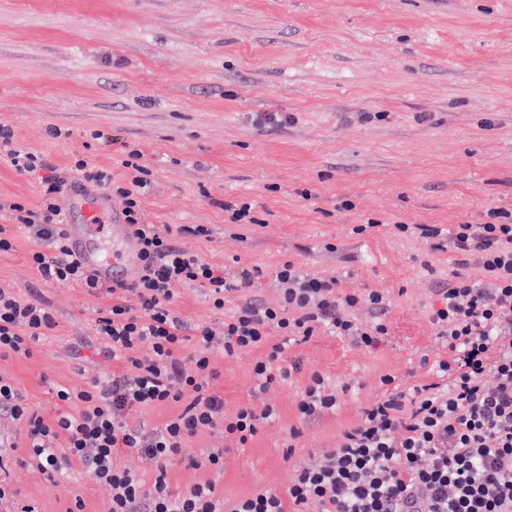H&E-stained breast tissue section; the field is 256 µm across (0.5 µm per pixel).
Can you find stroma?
<instances>
[{"label":"stroma","mask_w":512,"mask_h":512,"mask_svg":"<svg viewBox=\"0 0 512 512\" xmlns=\"http://www.w3.org/2000/svg\"><path fill=\"white\" fill-rule=\"evenodd\" d=\"M262 112L295 121L260 127L252 117ZM0 126L60 170L81 156L118 181L123 150L139 149L153 173L142 222L209 225L210 240L181 245L215 265L267 270L263 301L275 302L269 272L287 260L338 278L344 291L389 296L376 346L313 337L286 353L301 365L293 382L265 394L252 373L260 351L214 353L212 389L226 414L277 412L246 447L226 450L217 488L229 504L261 488L283 493L296 468L320 463L359 421L382 376L422 384L448 355L428 313L450 255L392 225L450 229L512 209V0H0ZM0 200L37 205V178L0 159ZM241 201L263 226L225 225V203ZM370 218L380 227L351 235ZM33 247L21 233L0 254V286L47 305L56 327L31 357L0 359V374L49 419L57 387L122 366L96 337L110 296L44 282L29 263ZM237 304L229 297L218 314L200 288L182 287L175 309L188 326L217 329ZM315 372L340 405L305 420L298 403ZM0 438L13 444L14 488L40 512L77 501L81 512H109L107 489L80 463L52 483L18 465L22 424L0 417Z\"/></svg>","instance_id":"stroma-1"}]
</instances>
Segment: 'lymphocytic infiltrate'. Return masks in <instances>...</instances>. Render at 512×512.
Wrapping results in <instances>:
<instances>
[{"instance_id": "obj_1", "label": "lymphocytic infiltrate", "mask_w": 512, "mask_h": 512, "mask_svg": "<svg viewBox=\"0 0 512 512\" xmlns=\"http://www.w3.org/2000/svg\"><path fill=\"white\" fill-rule=\"evenodd\" d=\"M142 157L140 150L128 151L121 162L128 177L120 184L86 160L72 165L84 182L110 191L139 240L136 277L105 287L69 250L61 219L65 178L0 127V159L18 173L39 175L41 196L35 207L0 202V211H8L13 222L9 228L0 225V254L14 249L16 233L26 232L35 243L29 261L45 282L74 284L91 295L108 292L112 302L98 312L97 336L104 356L124 365L110 379L57 389L64 409L49 420L0 375V415L23 422L28 466L52 479L79 462L109 487L111 512H308L313 502L323 512H512V210L488 209L485 222L456 225L450 234L436 224L417 227L430 250L453 254L454 268L429 315L449 353L432 364L433 382L404 388L393 377H382V393L356 426L344 430L323 465L296 469L286 493L263 489L228 505L214 481L224 470L223 449L195 457L186 451L188 440L219 428L225 440L243 447L276 412L270 405L243 406L225 414L223 398L209 390L216 376L211 354L220 350L234 358L262 350L253 377L256 389L265 391L293 380L300 366L287 362L284 353L314 336L326 333L359 347L374 346L388 333L383 315L389 299L378 290L341 292L337 278L308 273L291 260L273 272L277 302L255 298L265 275L261 267L232 274L179 244L182 236L211 237L208 225L162 230L142 223V201L152 186ZM471 266L479 279L465 275ZM181 285L203 288L217 311L229 295H238L221 332L206 326L187 332L175 310ZM131 296L136 305H128ZM361 304L374 311L373 321L354 317ZM55 327L45 305L0 287V359L31 357L32 342ZM169 403L182 409L162 426L132 428L126 422L129 410ZM338 404L336 391L316 372L298 410L310 419ZM122 449L149 461L151 480L114 465ZM182 462L212 472V479L184 493L173 491L168 470Z\"/></svg>"}]
</instances>
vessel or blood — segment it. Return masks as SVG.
<instances>
[{
  "mask_svg": "<svg viewBox=\"0 0 512 512\" xmlns=\"http://www.w3.org/2000/svg\"><path fill=\"white\" fill-rule=\"evenodd\" d=\"M121 236L125 248L120 259H112L102 253L95 242L82 235L77 229H70L69 237L74 254L96 271L101 282L118 284L132 278L136 268L137 240L131 230H123Z\"/></svg>",
  "mask_w": 512,
  "mask_h": 512,
  "instance_id": "b4317fda",
  "label": "vessel or blood"
}]
</instances>
